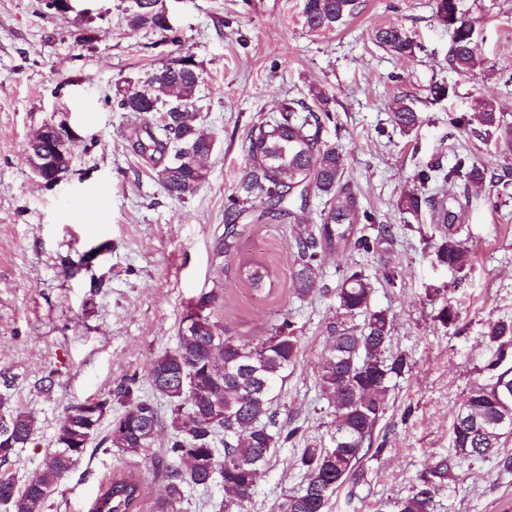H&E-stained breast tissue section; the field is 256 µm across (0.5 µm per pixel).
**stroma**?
I'll return each instance as SVG.
<instances>
[{
    "mask_svg": "<svg viewBox=\"0 0 512 512\" xmlns=\"http://www.w3.org/2000/svg\"><path fill=\"white\" fill-rule=\"evenodd\" d=\"M476 26L484 62L468 73L448 60L451 33L436 0H357L354 14L332 30L305 23L304 0H165L179 36L131 29L132 0H72L65 13L43 0H0V374L12 378L8 408L31 414L37 431L10 468L17 483L40 472L64 410L105 397L136 378L150 395L147 370L173 349L189 301L220 288L214 312L225 335L243 342L266 336L280 314H291L301 361L288 373L277 423L298 428L257 481L248 512H276L283 493L298 490L293 462L306 443L324 444L332 416L317 386L336 323V287L350 268L364 269L374 291L370 306L394 316L393 345L411 368L396 381L375 436L384 449L366 457L364 476L333 492L325 512H393L420 474L450 450L454 416L472 385L488 377V323L512 320V186L472 184L463 222L469 265L454 271L432 263L430 210L402 213L401 198L422 188L423 167L451 168L467 156L498 175L512 172V154L483 140L478 105L494 106L512 126V0H458ZM401 28L419 45L392 54L371 38L374 27ZM200 73L197 124L215 149L205 180L183 198L167 194L127 137L136 114L120 111L125 83L183 56ZM443 86L444 97L430 93ZM328 99L324 140L341 148L357 203L393 228L389 241L369 230V250L345 257L322 253L307 298L293 290L296 225L236 223L234 250L217 257L224 214L248 164L250 135L277 117L288 99ZM412 103L417 131L399 133L396 100ZM463 117L449 124V115ZM73 135L71 169L55 185L37 179L27 157L31 135L45 124ZM83 260L79 272L69 261ZM266 263L268 293L255 295L239 265ZM447 289L458 323L435 318ZM52 376L51 391L40 380ZM168 432L140 455L102 447L94 435L86 457L48 497L44 512H90L99 485L116 471L141 482L140 512H154L164 476ZM435 512H512V473L494 458L454 470Z\"/></svg>",
    "mask_w": 512,
    "mask_h": 512,
    "instance_id": "1",
    "label": "stroma"
}]
</instances>
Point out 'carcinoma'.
Returning a JSON list of instances; mask_svg holds the SVG:
<instances>
[{"label": "carcinoma", "mask_w": 512, "mask_h": 512, "mask_svg": "<svg viewBox=\"0 0 512 512\" xmlns=\"http://www.w3.org/2000/svg\"><path fill=\"white\" fill-rule=\"evenodd\" d=\"M160 0H133L128 25L133 29L171 32L173 28L159 5ZM355 0H305L304 15L312 31L331 29L351 15ZM439 16L451 26L450 62L467 72L482 63L472 22L459 16L458 0H437ZM376 43L396 55H409L414 43L394 26L372 32ZM199 72L190 56L176 67L165 65L146 79V85H128L119 91L117 107L134 112L139 122L132 127L133 152L145 159L167 193L182 198L191 193L206 176L202 159L212 151L199 130L196 96ZM322 94L310 105L286 100L280 118L252 134L247 145L249 166L242 174L237 196L232 198L225 219L232 224L252 207V199H265L260 217L290 219L304 223L298 212L305 211L308 195L326 197L319 224L296 238L294 292L306 297L319 274L318 256L324 250L343 253L351 246L370 247V239L360 225H370L373 217L360 209L349 185L343 182L341 153L322 139L325 121L332 120ZM486 126L499 132V144L512 150V128H500L494 108L481 104ZM156 113L167 116L164 123L152 122ZM393 122L402 132L414 129L418 113L404 100L396 102ZM178 144H188L200 160L172 167L165 157ZM485 169L468 157H460L449 170L432 166L419 173L422 185L433 180L459 181L467 186L483 179ZM408 211L426 206L433 212L439 239L433 243V259L440 266L462 270L470 262L469 250L461 239L459 223L462 196L455 193L437 201L432 196L408 195L403 201ZM239 274L251 290L261 295L272 287L271 272L262 263H247ZM371 279L361 271L350 272L336 290L340 320L331 331V344L318 386L332 409L329 446L309 444L296 456L295 467L303 473V484L296 492L283 494L277 512H325L329 496L347 483L363 478V461L371 452L375 429L385 413L392 380L402 377L411 365L404 350L393 347L394 318L386 309L370 307ZM209 304L198 321L188 322L184 313L177 346L150 364L148 382L153 397L138 395L135 381L119 385L106 397L89 401L95 407V422L101 423L112 409V401L127 404L114 418L103 440L110 448L131 455L147 451L164 428L172 429L167 441L162 493L155 512H177L188 488L204 489L219 482L224 489V512H245L252 498L259 472L276 449L294 438L297 431L273 429L278 391L288 378V370L300 361V337L291 317L272 327L270 333L252 343H241L220 332L212 320L220 294L211 289L199 294ZM459 313L443 300L436 320L447 326ZM493 354L484 367L490 373L486 383L477 384L461 405L451 429L452 452L434 462L419 477L411 495L397 501V512H431L434 495L445 489L449 475L465 461L490 455L498 458L504 472H512V453L500 451L502 439L512 437V368H502L512 351V320H498L484 332ZM260 360L257 379H238L227 365L231 361L250 363ZM166 402L162 417L158 400ZM79 405L67 407L55 439V448L44 455L39 476L22 485L0 473V506L5 512H43L52 487L74 472L87 451L92 435L74 437L70 426L80 423ZM7 422L11 435L0 439V470L11 466L16 451L24 448L37 426L26 412H0V423ZM141 490L133 474L118 471L100 485L92 512H139Z\"/></svg>", "instance_id": "carcinoma-1"}]
</instances>
